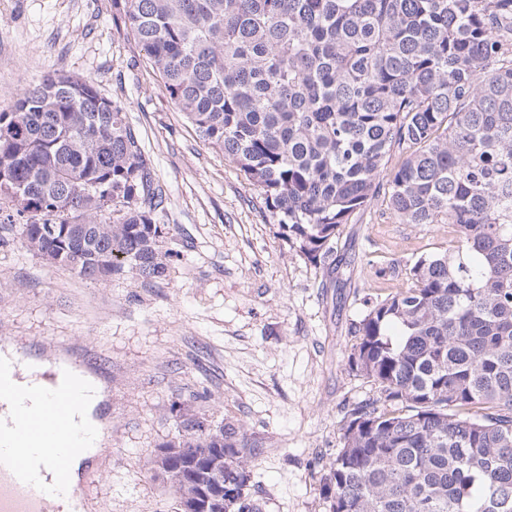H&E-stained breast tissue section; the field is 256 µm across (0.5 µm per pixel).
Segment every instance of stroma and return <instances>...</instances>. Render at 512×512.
I'll return each mask as SVG.
<instances>
[{"instance_id": "stroma-1", "label": "stroma", "mask_w": 512, "mask_h": 512, "mask_svg": "<svg viewBox=\"0 0 512 512\" xmlns=\"http://www.w3.org/2000/svg\"><path fill=\"white\" fill-rule=\"evenodd\" d=\"M59 70L124 108L172 251L164 280L100 283L0 246V353L62 361L102 386L88 512H176L150 457L198 412L258 448L261 512H329L344 407L372 394L348 368L349 329L365 297L394 287L377 269L447 249V225L395 223L379 199L343 225L332 257L310 262L176 109L112 0H0V110Z\"/></svg>"}]
</instances>
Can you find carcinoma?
<instances>
[{
  "instance_id": "obj_1",
  "label": "carcinoma",
  "mask_w": 512,
  "mask_h": 512,
  "mask_svg": "<svg viewBox=\"0 0 512 512\" xmlns=\"http://www.w3.org/2000/svg\"><path fill=\"white\" fill-rule=\"evenodd\" d=\"M165 91L318 262L382 187L399 224L452 246L378 275L325 479L330 512H512V0H112ZM161 190L121 105L45 76L0 110V245L84 279L167 277ZM152 459L183 499L246 488V432L183 419ZM176 452H171V449Z\"/></svg>"
}]
</instances>
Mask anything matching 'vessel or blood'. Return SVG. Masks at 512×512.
I'll return each instance as SVG.
<instances>
[{
	"mask_svg": "<svg viewBox=\"0 0 512 512\" xmlns=\"http://www.w3.org/2000/svg\"><path fill=\"white\" fill-rule=\"evenodd\" d=\"M27 372L25 363L0 357V512H80L87 494L68 481L65 462L85 449L71 404L91 387L61 365L45 384L29 382ZM26 382L30 396L17 400L14 392ZM20 416L27 431L16 428Z\"/></svg>",
	"mask_w": 512,
	"mask_h": 512,
	"instance_id": "b4317fda",
	"label": "vessel or blood"
}]
</instances>
